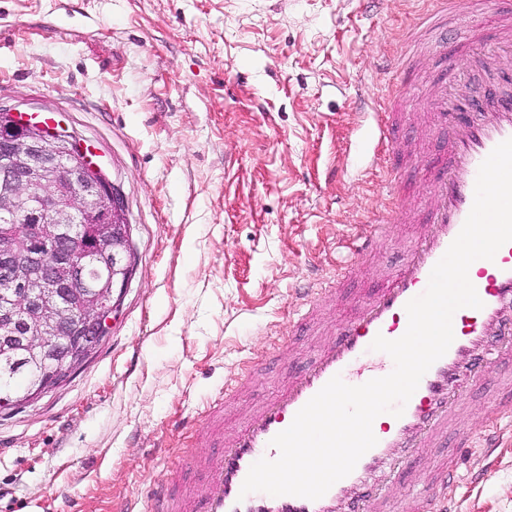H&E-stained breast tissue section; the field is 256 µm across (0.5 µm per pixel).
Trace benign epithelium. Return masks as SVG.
Masks as SVG:
<instances>
[{"label": "benign epithelium", "instance_id": "benign-epithelium-1", "mask_svg": "<svg viewBox=\"0 0 512 512\" xmlns=\"http://www.w3.org/2000/svg\"><path fill=\"white\" fill-rule=\"evenodd\" d=\"M15 136L0 152V216L20 219L23 234L0 235V275L26 277L0 308L3 349L29 364L54 363L57 373L19 398H0V412L30 402L70 378L107 336L135 269L131 228L119 188L89 149L63 127H43L16 112ZM90 217L99 240L112 242V273L95 280V256L82 254L75 222ZM53 243L47 254L42 244Z\"/></svg>", "mask_w": 512, "mask_h": 512}]
</instances>
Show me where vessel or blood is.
Masks as SVG:
<instances>
[{"label": "vessel or blood", "mask_w": 512, "mask_h": 512, "mask_svg": "<svg viewBox=\"0 0 512 512\" xmlns=\"http://www.w3.org/2000/svg\"><path fill=\"white\" fill-rule=\"evenodd\" d=\"M436 7L418 22L422 40L435 44L448 73L432 84L428 107L435 129L446 131L442 153L426 164V185L392 184L394 206L387 220L371 225L356 245L351 264L372 253L388 237L394 224L416 219L419 231L401 263L388 272L380 288L355 305L350 316L318 349L299 373L289 375L277 394L263 403L247 422L225 432L221 422L224 401L234 391L225 386L198 414L194 431L198 447L217 444L221 461L203 466L198 455L187 452L158 479L150 496V512H387L394 489L402 491V512H433L425 495L430 485L451 492L460 475V460L481 443V434L457 426L458 415L470 391L512 362V242L503 245L494 260L473 262L468 276L482 308L464 307L453 316L454 340L447 352L422 377L401 417L386 415L374 435L377 443L354 470L316 500L263 492L242 494L241 488L256 461L276 459L272 439L287 429L297 412L334 376L357 386L388 375L394 363L372 350L376 336L400 338L407 330L405 306L422 294L435 264L459 234L474 202L479 167L500 143L512 139V94L488 99L482 87L463 78L473 58L488 60L512 53V0H435ZM462 12L489 15L497 36L486 42L481 29L471 30L454 48L444 35L454 15ZM406 114L401 99H394L387 119L377 120L373 138L387 141L404 159L414 147L395 141ZM512 423V394L495 399L489 429ZM449 440L447 465L421 467L425 449Z\"/></svg>", "instance_id": "vessel-or-blood-1"}]
</instances>
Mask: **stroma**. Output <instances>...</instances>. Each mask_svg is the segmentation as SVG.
<instances>
[{
	"label": "stroma",
	"mask_w": 512,
	"mask_h": 512,
	"mask_svg": "<svg viewBox=\"0 0 512 512\" xmlns=\"http://www.w3.org/2000/svg\"><path fill=\"white\" fill-rule=\"evenodd\" d=\"M428 0H0V110L51 112L124 196L134 274L67 383L0 413V512H117L192 446L225 382L244 424L401 261L396 224L298 323L302 289L349 261L389 176L361 172L360 92L406 66ZM423 50L406 139L437 144ZM476 450L448 512H512V427Z\"/></svg>",
	"instance_id": "1"
}]
</instances>
